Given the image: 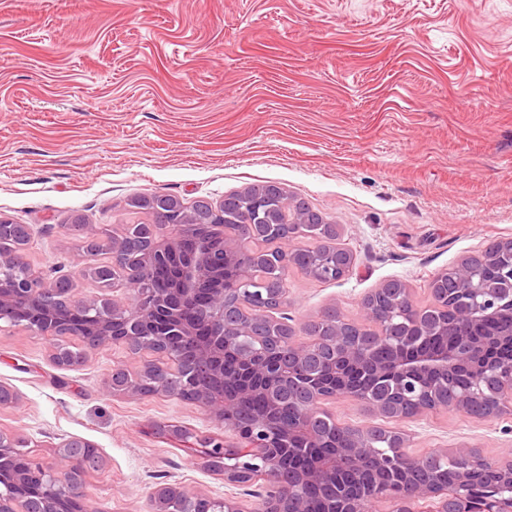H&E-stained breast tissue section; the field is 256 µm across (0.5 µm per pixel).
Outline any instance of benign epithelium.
<instances>
[{"label": "benign epithelium", "mask_w": 512, "mask_h": 512, "mask_svg": "<svg viewBox=\"0 0 512 512\" xmlns=\"http://www.w3.org/2000/svg\"><path fill=\"white\" fill-rule=\"evenodd\" d=\"M257 198L252 209L257 223L247 225L255 236L268 222L282 223L263 208ZM323 253L331 261L315 267L313 279L334 282L353 269V255L336 243L337 225L327 224ZM148 241L141 256V267L129 271L122 267L126 241L134 237ZM181 242L180 232L158 224H125L112 235L105 259L98 252L89 254L93 280L102 290L122 289L129 294L126 303L93 297L76 301L71 297L72 280L67 275L51 277L34 269L26 258V246L14 244L0 251V272L18 267L22 274L13 279L11 293H0V321L14 323L18 305L31 311L29 329L56 340L80 347L72 351L60 346L52 353L59 366L72 367L86 356L106 346H119L136 356L135 372L124 366L112 369L107 387L114 395L140 397L161 395L206 407L212 417L235 436L200 438V457L205 465L224 475V480L249 485L256 478L266 482V490L252 501L246 498H213L190 493L173 484L159 486L152 493L150 512H195L198 500L207 499L210 512H310L306 490L311 485L333 484L340 471L359 473L363 460L373 458L381 476L367 484V492L347 500L344 512H379L376 504L384 499L394 503L393 512H512V457L490 462L472 447L437 448L427 455L409 452V435L392 432L395 452L381 454L370 440L378 426L345 425L333 420L344 441L332 453L327 465L305 470H287L282 466L281 448L290 447L303 426L313 416L329 411L326 401L338 397L362 403L373 415L402 422L428 411L457 410L477 420H488L512 410V365L493 372L494 390L482 386L487 371L478 365L482 345L472 343L468 333L480 330L500 307V297L489 275L512 279V238L496 241L497 247L477 260L465 257L454 264L455 277L449 288H464L472 296V306L457 307L443 288L442 274L433 278L432 303L415 307L417 318L427 335L444 336L450 346L441 354L424 358L419 364L407 365L396 360L387 368L376 370L377 379L394 384L387 395L375 396L349 381L340 391L329 393L320 380L324 351L344 347L343 357L350 366L361 367L368 345L345 344L347 328L369 334L375 343H385L391 336L388 322L379 314L380 303L390 293L412 298L407 285L391 280L374 289L362 301V323H354L336 312L330 313L334 335L298 338L288 318L277 312L288 305V295L264 288L262 274L245 264L240 271L239 287L233 293L213 294L205 299L201 316L208 333L182 319V312L196 300L199 281L218 275L226 261L241 259L239 240H228L217 251L208 244L199 246L197 259L184 268L180 285L167 294L158 293L148 277L150 268L167 260ZM59 294L68 295L67 305L92 308L83 331L74 332L60 316V306L52 303ZM469 367L475 374L474 384L457 392L444 378L433 390L421 386L419 369L446 371ZM87 442L74 438L56 449L50 462L28 459L29 470H0V512H63L64 503L76 502L80 512H92L85 491L86 477L103 468L102 461L85 457ZM451 458L458 463L453 485L434 477L418 482L401 492L389 490L384 475L402 467L428 469L433 462ZM491 470L498 482L482 495L473 489L474 475ZM39 480L34 494L19 498L14 489Z\"/></svg>", "instance_id": "obj_1"}]
</instances>
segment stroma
I'll return each mask as SVG.
<instances>
[{"label":"stroma","mask_w":512,"mask_h":512,"mask_svg":"<svg viewBox=\"0 0 512 512\" xmlns=\"http://www.w3.org/2000/svg\"><path fill=\"white\" fill-rule=\"evenodd\" d=\"M276 183L339 227L352 272L288 271L295 327L325 311L361 321L364 297L405 282L418 306L436 274L512 238V0H0V217L27 225V259L84 278L81 217L99 237L146 221L132 199L221 202ZM49 336L0 321V431L51 460L79 438L97 512H148L157 486L242 494L197 441L198 405L112 396L123 348L64 369ZM187 429L184 440L163 426ZM411 452L463 443L512 455V414L440 410L403 423Z\"/></svg>","instance_id":"obj_1"}]
</instances>
